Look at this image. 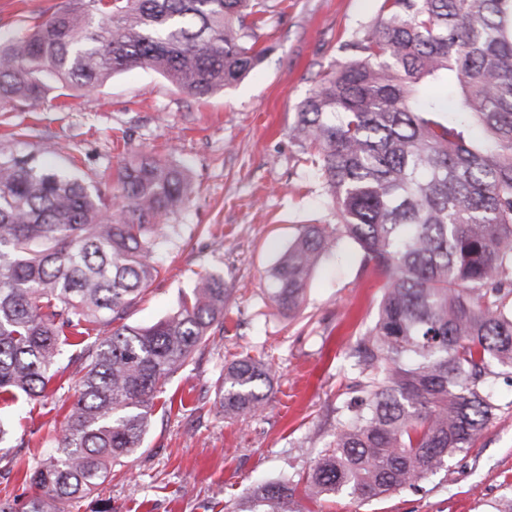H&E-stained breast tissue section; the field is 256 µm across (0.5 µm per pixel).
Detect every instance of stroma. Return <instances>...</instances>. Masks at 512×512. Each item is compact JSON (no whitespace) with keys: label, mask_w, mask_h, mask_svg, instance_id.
Masks as SVG:
<instances>
[{"label":"stroma","mask_w":512,"mask_h":512,"mask_svg":"<svg viewBox=\"0 0 512 512\" xmlns=\"http://www.w3.org/2000/svg\"><path fill=\"white\" fill-rule=\"evenodd\" d=\"M58 0H0V35H9ZM379 0H288L283 17L260 30L268 53L259 69L199 100L151 71L119 73L73 109L0 110V151L76 168L111 199L120 166L144 153L184 164L188 208L167 218L154 258L157 278L125 323L146 325L176 310L200 275H222L228 318L217 344L198 349L169 379L140 448L112 467L101 487L112 512H232L261 479L307 471L332 439L336 408L358 379L357 348L377 316L380 278L340 241L316 267L297 318L271 301L270 270L306 224H332L336 212L302 148L288 136L300 103L338 48L371 24ZM18 137H9V130ZM268 353L279 364L268 408L225 419L215 382L225 362ZM80 378L70 365L45 398L14 417L0 444V488L34 495L17 475L50 446ZM500 409L468 451L414 490L361 503L347 495L311 512H512V369L495 366Z\"/></svg>","instance_id":"1"}]
</instances>
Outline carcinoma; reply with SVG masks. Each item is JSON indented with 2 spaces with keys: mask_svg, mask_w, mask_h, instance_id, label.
<instances>
[{
  "mask_svg": "<svg viewBox=\"0 0 512 512\" xmlns=\"http://www.w3.org/2000/svg\"><path fill=\"white\" fill-rule=\"evenodd\" d=\"M281 14L272 0H61L0 39V107L56 90L70 109L72 90L136 68L208 98L257 69L256 30ZM341 49L289 128L337 222L304 226L271 300L296 314L343 238L386 283L333 440L299 478L255 484L243 512H303L300 486L363 502L415 488L481 437L500 409L491 365L512 368V0H382ZM189 200L186 167L151 154L121 167L107 205L69 170L0 153V403L43 397L64 347L83 359L51 453L19 467L40 493L3 487L0 512H82L140 447L169 375L224 326L214 274L157 322H122L158 275L163 221ZM276 375L264 355L233 359L220 411L263 412Z\"/></svg>",
  "mask_w": 512,
  "mask_h": 512,
  "instance_id": "cac0c4a2",
  "label": "carcinoma"
}]
</instances>
